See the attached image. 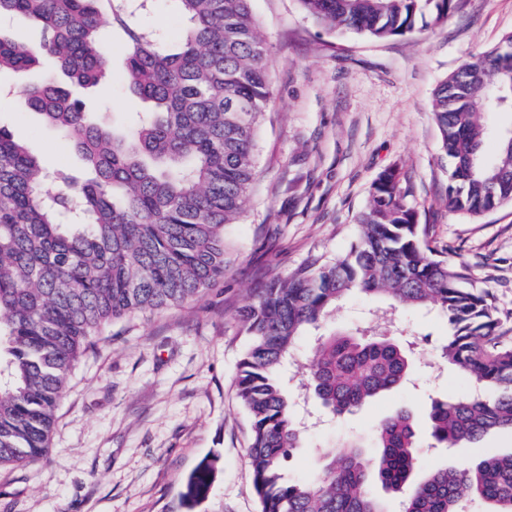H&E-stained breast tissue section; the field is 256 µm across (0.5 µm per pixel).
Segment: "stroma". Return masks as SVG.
<instances>
[{
  "instance_id": "obj_1",
  "label": "stroma",
  "mask_w": 512,
  "mask_h": 512,
  "mask_svg": "<svg viewBox=\"0 0 512 512\" xmlns=\"http://www.w3.org/2000/svg\"><path fill=\"white\" fill-rule=\"evenodd\" d=\"M252 10L267 43L272 102L257 140V181L240 223L226 228L227 275L187 305L114 321L92 337L68 373L47 457L0 469V512H259L250 420L235 387L248 346L238 313L270 275L345 254L375 179L395 164L432 246L492 293L499 332L512 343V206L474 221L448 214L441 198L451 163L430 111L439 82L512 33V0H460L442 26L386 41L320 26L298 0H253ZM104 48L112 75L82 96L105 124L128 125L142 105L123 81L118 36H105ZM53 71L47 61L33 74L0 75V96L12 100L0 106V125L48 171L74 175L77 153L18 103L25 86ZM373 304L350 293L320 329L304 333L295 359L305 360L317 333L357 324ZM402 317L417 341L412 380L346 415L308 403L315 423L289 463L291 477L316 476L329 452L356 440L372 456L374 426L397 409L423 422L431 399L471 392L472 381L439 357L445 319ZM483 451H512V435L426 447L420 464L460 467ZM207 457L217 460L211 494L186 507L184 484Z\"/></svg>"
}]
</instances>
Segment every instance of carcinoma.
Returning a JSON list of instances; mask_svg holds the SVG:
<instances>
[{
  "label": "carcinoma",
  "mask_w": 512,
  "mask_h": 512,
  "mask_svg": "<svg viewBox=\"0 0 512 512\" xmlns=\"http://www.w3.org/2000/svg\"><path fill=\"white\" fill-rule=\"evenodd\" d=\"M183 20L163 46L133 18L152 0H0V17L25 16L39 41L0 32V73H27L44 59L63 79L24 90L22 107L59 130L90 177H52L0 126V468L44 458L70 367L115 319L183 305L224 279L225 236L257 177L255 139L271 102L269 59L252 0H175ZM315 22L375 40L444 24L459 0H299ZM121 36L129 91L143 118L109 128L70 97L67 84L105 79L104 25ZM512 111V34L435 88L431 112L451 160L443 203L476 220L512 205V131L499 158L482 160L485 114ZM398 167L382 171L359 214L349 251L274 275L240 310L249 337L237 396L251 419L248 463L260 512H386L373 482L403 495L402 512H464L477 499L512 512V452L484 453L462 467L421 471L418 435L399 410L374 429L377 452L331 458L317 478L287 476L300 447L293 404L280 379L303 332L346 295H376L388 309L436 310L447 319L440 348L480 394L433 401L430 437L452 448L512 430V345L498 335L493 296L432 247L409 205ZM320 337L303 365V387L342 414L402 386L415 341L388 318ZM216 466L204 458L182 500L208 497Z\"/></svg>",
  "instance_id": "obj_1"
}]
</instances>
